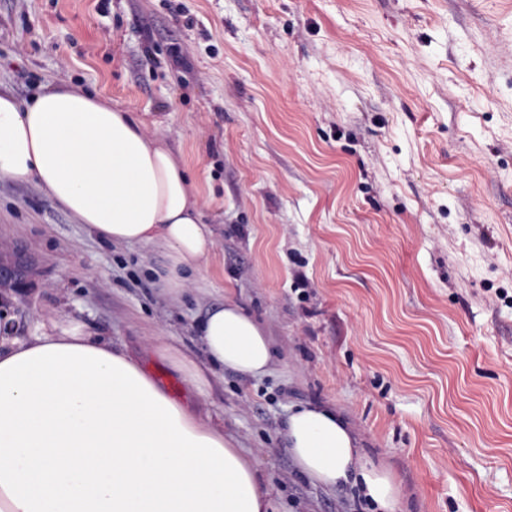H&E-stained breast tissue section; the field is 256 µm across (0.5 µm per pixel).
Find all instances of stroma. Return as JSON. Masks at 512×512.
Returning a JSON list of instances; mask_svg holds the SVG:
<instances>
[{
  "label": "stroma",
  "instance_id": "35a3bbf8",
  "mask_svg": "<svg viewBox=\"0 0 512 512\" xmlns=\"http://www.w3.org/2000/svg\"><path fill=\"white\" fill-rule=\"evenodd\" d=\"M0 83L139 113L213 232L181 294L155 246L102 242L35 183L0 179V312L73 321L181 402L194 325L231 298L274 358L206 410L287 512H369L302 478L301 403L341 414L397 512H512V0H0Z\"/></svg>",
  "mask_w": 512,
  "mask_h": 512
}]
</instances>
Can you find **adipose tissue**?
Instances as JSON below:
<instances>
[{"instance_id":"adipose-tissue-1","label":"adipose tissue","mask_w":512,"mask_h":512,"mask_svg":"<svg viewBox=\"0 0 512 512\" xmlns=\"http://www.w3.org/2000/svg\"><path fill=\"white\" fill-rule=\"evenodd\" d=\"M135 113L51 87L23 104L0 86V178L38 183L100 239L162 247L158 277L179 292L213 248L180 158ZM204 361L186 369L199 401L218 373L260 377L271 341L227 300L196 327ZM300 474L353 484L372 512H396L400 485L359 461L336 411L293 408L283 429ZM0 512H277L254 461L201 409L177 402L128 352L86 332L0 336Z\"/></svg>"}]
</instances>
